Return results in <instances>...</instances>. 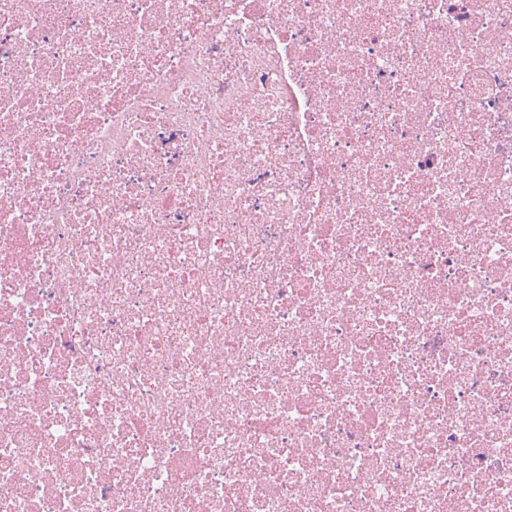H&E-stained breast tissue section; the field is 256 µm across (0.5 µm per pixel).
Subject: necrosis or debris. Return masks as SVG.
Instances as JSON below:
<instances>
[{
  "label": "necrosis or debris",
  "instance_id": "necrosis-or-debris-1",
  "mask_svg": "<svg viewBox=\"0 0 512 512\" xmlns=\"http://www.w3.org/2000/svg\"><path fill=\"white\" fill-rule=\"evenodd\" d=\"M0 512H512V0H0Z\"/></svg>",
  "mask_w": 512,
  "mask_h": 512
}]
</instances>
